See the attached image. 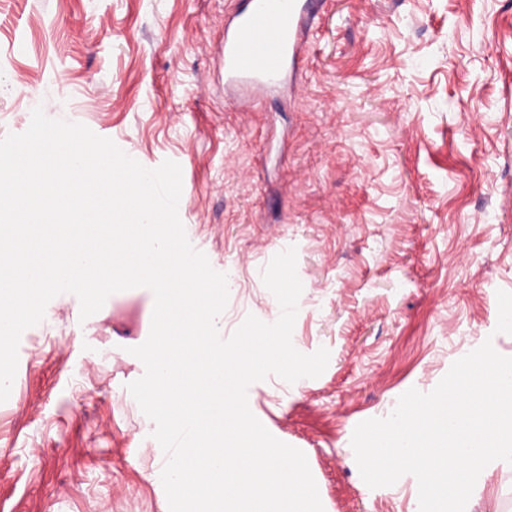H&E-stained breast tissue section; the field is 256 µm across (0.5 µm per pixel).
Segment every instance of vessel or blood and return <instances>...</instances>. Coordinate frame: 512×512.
Segmentation results:
<instances>
[{
    "mask_svg": "<svg viewBox=\"0 0 512 512\" xmlns=\"http://www.w3.org/2000/svg\"><path fill=\"white\" fill-rule=\"evenodd\" d=\"M323 6V0H245L224 31L227 83L248 90L294 81L303 36Z\"/></svg>",
    "mask_w": 512,
    "mask_h": 512,
    "instance_id": "1",
    "label": "vessel or blood"
}]
</instances>
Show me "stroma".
<instances>
[{"mask_svg":"<svg viewBox=\"0 0 512 512\" xmlns=\"http://www.w3.org/2000/svg\"><path fill=\"white\" fill-rule=\"evenodd\" d=\"M241 0H0V137L34 107L182 170L191 245L231 285L224 333L277 320L262 281L297 251L292 333L321 376L271 375L252 413L303 451L325 512H416L418 484L369 488L351 438L491 341L512 292V0H327L294 90L233 109L224 27ZM145 287L88 319L71 293L26 329L0 403V512H167L153 422L127 389L151 327ZM111 356L99 361L100 349ZM471 512H512V464Z\"/></svg>","mask_w":512,"mask_h":512,"instance_id":"35a3bbf8","label":"stroma"}]
</instances>
